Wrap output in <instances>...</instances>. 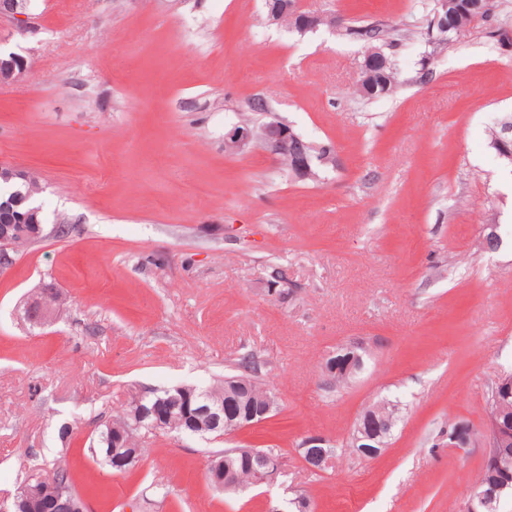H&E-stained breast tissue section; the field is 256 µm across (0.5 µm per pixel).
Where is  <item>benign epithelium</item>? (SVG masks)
I'll list each match as a JSON object with an SVG mask.
<instances>
[{"label": "benign epithelium", "mask_w": 512, "mask_h": 512, "mask_svg": "<svg viewBox=\"0 0 512 512\" xmlns=\"http://www.w3.org/2000/svg\"><path fill=\"white\" fill-rule=\"evenodd\" d=\"M266 21L270 25L282 24L283 17L290 20L289 29L303 36L322 26L336 28V24L327 23V14L307 12L301 5V0H267ZM26 0H0V22L10 21L23 27L27 24ZM432 26L439 32L448 31V0H437ZM389 59L377 48L367 49L361 63L360 83L371 88L376 85L381 71L387 67ZM30 62L24 56L11 53L6 57L0 56V84L14 83L28 71ZM259 146L275 160L285 164L292 176L299 180H315L318 178V168L322 165L336 164V157L328 154L317 157L309 150V144L290 125L275 119L261 124L240 122L224 130V153L230 156L238 155ZM0 180L14 181L19 189L12 193L8 201L0 204V270L9 265L10 252L16 250L18 243L41 234V208L33 205L32 200L40 193L42 187L39 181L28 171L7 162H0ZM56 292L46 289L40 300V318L47 320L57 311ZM362 362L356 354H348L341 366L329 365L332 372L343 376L350 375L360 369ZM500 413L488 414L485 438L486 452L483 467L490 469H506L512 464V431L499 422ZM472 433L463 423L455 426L448 436V447L461 448L471 440ZM353 447H361V452L368 457H374L381 452L376 447L377 436L367 431L362 425L355 424L351 435ZM237 453L249 459H261L265 468L255 472L253 486H271L277 481V476L283 469L282 460L278 456L267 454L259 448H240ZM297 454L305 466L313 472H323L330 463L331 449L329 442L319 436L305 438L297 448ZM208 479L220 490L227 492L238 489L234 482V472L231 463L222 458L214 461L208 472ZM512 491V480L505 477L490 485L484 477H478L475 482L466 512H493L501 498ZM36 490L31 487L20 489L13 497L10 506L1 507L3 512H23L35 496ZM52 512H87L84 500L76 495H70L62 504H55Z\"/></svg>", "instance_id": "obj_1"}]
</instances>
